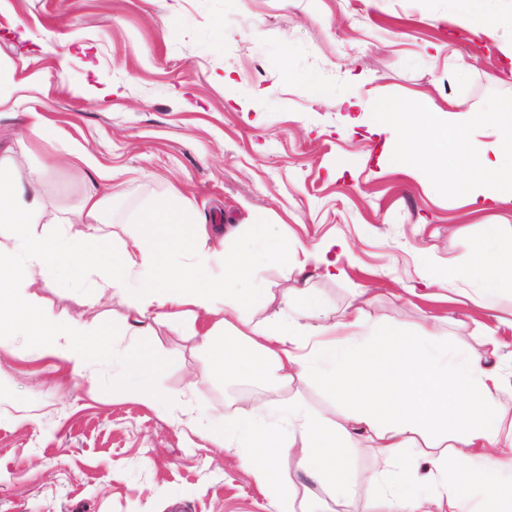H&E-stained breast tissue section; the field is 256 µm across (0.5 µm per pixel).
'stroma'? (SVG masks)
I'll list each match as a JSON object with an SVG mask.
<instances>
[{"instance_id":"35a3bbf8","label":"stroma","mask_w":512,"mask_h":512,"mask_svg":"<svg viewBox=\"0 0 512 512\" xmlns=\"http://www.w3.org/2000/svg\"><path fill=\"white\" fill-rule=\"evenodd\" d=\"M498 20L512 0H485ZM449 0H0V63L16 89L0 106V156L18 164L61 156L43 172L58 208L77 205L90 169L64 163L83 146L117 186L105 209L113 231L136 224L155 198L179 190L212 241L263 225L305 245L333 248L336 278L307 269V286L329 318L364 306L372 319L422 323L476 345L485 327L512 318L447 299L415 296L418 256L465 260L489 225H512V208L475 211L433 183L382 172L376 113L391 97L417 111L461 108L479 114L512 102V73L494 37L467 33ZM360 83H353L354 75ZM314 79L325 93L304 86ZM60 129L57 142L34 132L28 113ZM362 116L356 134L350 119ZM39 297L63 317H83L108 350L122 352L127 309L102 299L83 310L70 291ZM0 352V512H277L241 467L200 431L233 417L239 395L223 378L199 373L206 354L188 328L157 326L144 339L160 364L166 408L112 399L120 365L94 361L93 380L17 333ZM256 396L277 405L302 399L330 419L342 413L320 386L273 381ZM375 461L354 448L348 512H378L366 477Z\"/></svg>"}]
</instances>
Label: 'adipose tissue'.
I'll list each match as a JSON object with an SVG mask.
<instances>
[{
	"instance_id": "ef3b65f1",
	"label": "adipose tissue",
	"mask_w": 512,
	"mask_h": 512,
	"mask_svg": "<svg viewBox=\"0 0 512 512\" xmlns=\"http://www.w3.org/2000/svg\"><path fill=\"white\" fill-rule=\"evenodd\" d=\"M372 109L387 136L384 168L458 190L479 210L512 202V178L503 167L512 155V113L496 108L475 119L453 101L446 110L421 113L386 99ZM476 125L486 140L472 139ZM69 157L74 167L95 169L96 178L63 216L64 230L49 236L32 230L47 210L41 171L23 175L14 163L0 162V228L9 241L0 248V333H25L74 374L87 376L106 352L88 340L84 322L41 305L36 287L56 285L89 308L105 296L126 306L132 340L119 358L121 390L142 403L166 404L154 382L158 360L139 341L154 324L190 326L208 353L203 373L247 380L266 374L284 384L323 386L343 407L341 421L293 402L272 413L257 406L207 426L212 447L245 449L244 470L275 495L278 512H320L316 499H297L293 482L281 480L285 459L337 503L348 502L347 458L358 437L377 463L368 481L385 512H512V412L500 401L512 389V373L494 363L503 349L497 328H486L477 346L460 347L424 326L413 332L400 321H368L359 308L330 322L320 297L303 288L289 289L283 308L268 318L272 296L256 284L257 271L282 260L300 272L311 266L335 276L333 241L306 246L262 229L218 251L208 244L206 225H197L189 240L177 234V226L192 222L177 191L142 214V223L154 228L151 237L135 231L121 237L103 220L111 172L96 169L86 151ZM511 246L512 230L496 227L474 260L421 254L423 282L443 289L475 282L477 290L463 300L496 309L512 296V274L497 272ZM217 257L220 278L211 266ZM100 266L110 275L88 281V271Z\"/></svg>"
}]
</instances>
